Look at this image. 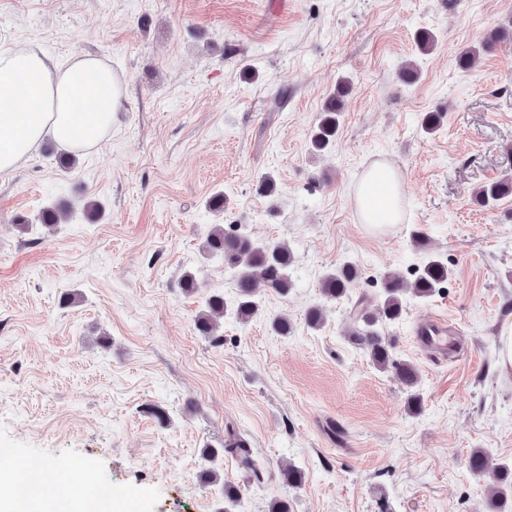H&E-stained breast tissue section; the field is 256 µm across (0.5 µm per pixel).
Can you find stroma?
<instances>
[{"instance_id": "obj_1", "label": "stroma", "mask_w": 512, "mask_h": 512, "mask_svg": "<svg viewBox=\"0 0 512 512\" xmlns=\"http://www.w3.org/2000/svg\"><path fill=\"white\" fill-rule=\"evenodd\" d=\"M275 2L0 0V52L96 55L124 88L110 136L74 165L47 140L0 175V470L15 457L71 464L113 495L135 492L133 512H221L201 450L233 429L264 464L258 485L225 454L236 512L275 498L291 512H486L467 459L483 448L512 462V373L497 366L512 324V197L483 208L472 191L512 175V37L473 69L457 56L512 30V0ZM421 31L435 37L424 54ZM410 61L419 78L407 85L397 71ZM343 79L336 139L319 156L311 131ZM428 112L444 115L431 135ZM384 163L403 183L401 219L375 227L355 195ZM266 176L271 197L258 192ZM217 192L221 214L206 208ZM61 201L75 206L69 221L41 225ZM214 224L287 242L296 282L265 291L248 323L223 317L218 341L194 328L208 293L235 295L223 263L202 256ZM429 252L448 263L444 289L408 300L386 329L420 374L412 414L394 372L348 338L349 302L318 329L306 313L328 267L355 264L353 294L371 306L384 273L409 275ZM187 270L197 293L179 286ZM280 314L292 335L272 333ZM432 314L459 330L448 354L416 342ZM289 462L301 485L281 481Z\"/></svg>"}]
</instances>
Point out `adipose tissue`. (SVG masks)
I'll return each mask as SVG.
<instances>
[{
  "instance_id": "adipose-tissue-1",
  "label": "adipose tissue",
  "mask_w": 512,
  "mask_h": 512,
  "mask_svg": "<svg viewBox=\"0 0 512 512\" xmlns=\"http://www.w3.org/2000/svg\"><path fill=\"white\" fill-rule=\"evenodd\" d=\"M123 89L100 57L82 55L61 64L31 48L0 53V174L23 163L45 140L71 152L111 133ZM399 184L390 168L372 170L356 203L369 224H392ZM123 497H104L89 472L63 464L28 481L0 475V512H124Z\"/></svg>"
}]
</instances>
